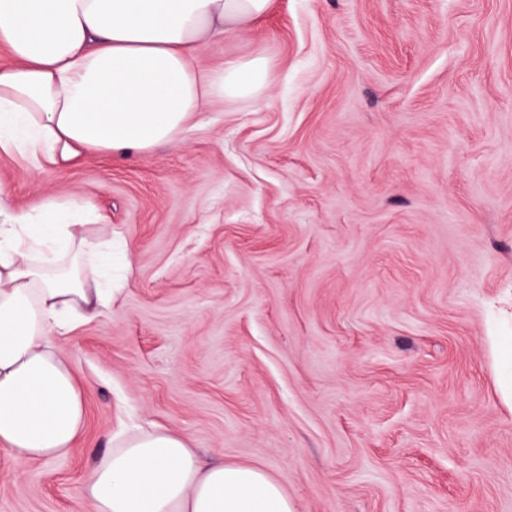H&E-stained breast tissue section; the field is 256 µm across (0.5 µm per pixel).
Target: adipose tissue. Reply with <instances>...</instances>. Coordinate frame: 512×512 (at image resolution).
<instances>
[{"instance_id": "1", "label": "adipose tissue", "mask_w": 512, "mask_h": 512, "mask_svg": "<svg viewBox=\"0 0 512 512\" xmlns=\"http://www.w3.org/2000/svg\"><path fill=\"white\" fill-rule=\"evenodd\" d=\"M271 0H0V150L34 170L90 151L144 153L179 140L214 96L274 80L263 56L200 70L209 44L263 17ZM77 200L16 212L0 185V469L66 455L84 424L76 374L57 335L112 299L94 254L111 262L109 227L84 229ZM93 512H297L262 469L203 464L184 439L138 429L85 478Z\"/></svg>"}]
</instances>
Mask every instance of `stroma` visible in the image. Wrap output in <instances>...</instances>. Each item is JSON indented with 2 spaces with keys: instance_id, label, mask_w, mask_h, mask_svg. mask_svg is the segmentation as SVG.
<instances>
[{
  "instance_id": "1",
  "label": "stroma",
  "mask_w": 512,
  "mask_h": 512,
  "mask_svg": "<svg viewBox=\"0 0 512 512\" xmlns=\"http://www.w3.org/2000/svg\"><path fill=\"white\" fill-rule=\"evenodd\" d=\"M275 81L181 140L34 172L112 228L121 289L57 337L70 452L0 470V512H91L89 467L157 425L262 467L297 512H512V0H273L213 42Z\"/></svg>"
}]
</instances>
